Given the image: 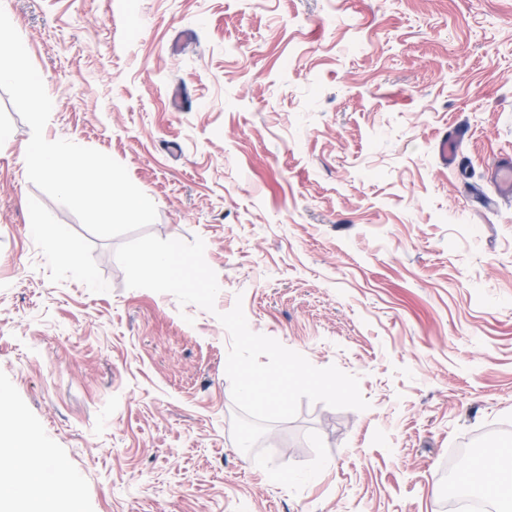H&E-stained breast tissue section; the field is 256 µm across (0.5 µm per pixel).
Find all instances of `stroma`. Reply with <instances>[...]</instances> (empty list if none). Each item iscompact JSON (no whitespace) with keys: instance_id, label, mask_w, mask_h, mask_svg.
Listing matches in <instances>:
<instances>
[{"instance_id":"35a3bbf8","label":"stroma","mask_w":512,"mask_h":512,"mask_svg":"<svg viewBox=\"0 0 512 512\" xmlns=\"http://www.w3.org/2000/svg\"><path fill=\"white\" fill-rule=\"evenodd\" d=\"M54 106L44 133L149 195V233L203 239L215 311L131 289L119 239L33 185L0 90V393L58 468L46 512H443L512 444V0H0ZM469 129L440 165L436 139ZM65 226L77 277L28 226ZM360 379L260 441L324 471L273 483L232 436L231 337Z\"/></svg>"}]
</instances>
